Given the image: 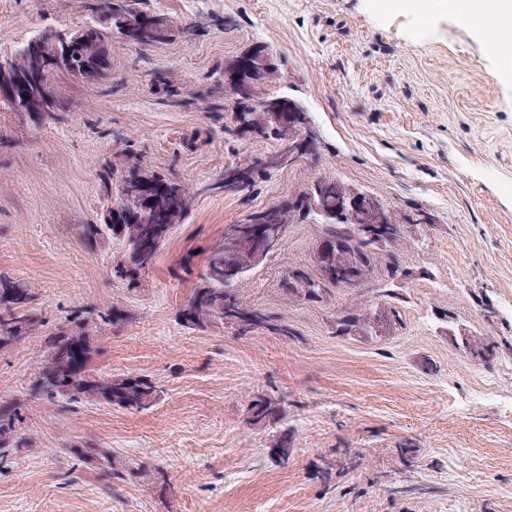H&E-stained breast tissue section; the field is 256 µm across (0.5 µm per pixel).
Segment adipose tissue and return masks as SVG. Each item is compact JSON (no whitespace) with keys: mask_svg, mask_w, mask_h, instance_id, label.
I'll return each mask as SVG.
<instances>
[{"mask_svg":"<svg viewBox=\"0 0 512 512\" xmlns=\"http://www.w3.org/2000/svg\"><path fill=\"white\" fill-rule=\"evenodd\" d=\"M384 10L411 9L421 15L446 11L465 26L482 31L487 17L496 20L497 38L488 40L491 53H505L512 46V0H379Z\"/></svg>","mask_w":512,"mask_h":512,"instance_id":"obj_1","label":"adipose tissue"}]
</instances>
